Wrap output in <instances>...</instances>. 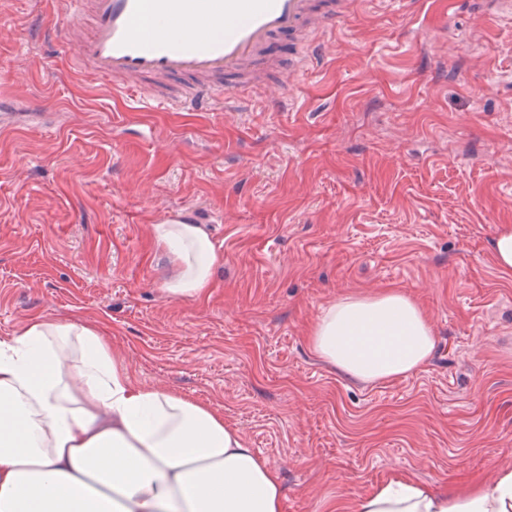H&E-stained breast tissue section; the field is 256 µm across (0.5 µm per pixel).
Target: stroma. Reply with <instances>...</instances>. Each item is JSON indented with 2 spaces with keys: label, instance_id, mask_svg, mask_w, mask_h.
<instances>
[{
  "label": "stroma",
  "instance_id": "obj_1",
  "mask_svg": "<svg viewBox=\"0 0 512 512\" xmlns=\"http://www.w3.org/2000/svg\"><path fill=\"white\" fill-rule=\"evenodd\" d=\"M56 0H0V339L91 323L138 384L211 404L279 474L285 512H335L404 475L453 490L512 465V7L350 0L304 71L232 112L114 96L35 29ZM49 108L33 115L24 102ZM169 209L224 256L174 300ZM395 288L437 338L377 384L310 350L329 303ZM491 250L498 269L505 275H512V228H506L495 236Z\"/></svg>",
  "mask_w": 512,
  "mask_h": 512
}]
</instances>
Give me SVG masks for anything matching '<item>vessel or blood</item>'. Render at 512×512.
I'll list each match as a JSON object with an SVG mask.
<instances>
[{
  "instance_id": "b4317fda",
  "label": "vessel or blood",
  "mask_w": 512,
  "mask_h": 512,
  "mask_svg": "<svg viewBox=\"0 0 512 512\" xmlns=\"http://www.w3.org/2000/svg\"><path fill=\"white\" fill-rule=\"evenodd\" d=\"M65 24L47 29L74 48L81 73L114 94L145 92L167 106L228 111L269 59L276 36L311 49L317 30L335 28L348 0H66ZM187 80L173 92L170 82Z\"/></svg>"
}]
</instances>
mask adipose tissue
I'll return each instance as SVG.
<instances>
[{
  "label": "adipose tissue",
  "instance_id": "obj_1",
  "mask_svg": "<svg viewBox=\"0 0 512 512\" xmlns=\"http://www.w3.org/2000/svg\"><path fill=\"white\" fill-rule=\"evenodd\" d=\"M170 298L202 300L223 257L197 224H158ZM314 354L346 378L409 375L435 349L406 294L350 295L313 326ZM276 472L209 404L135 383L94 326L31 318L0 340V512H284ZM352 512H512V468L440 493L393 476Z\"/></svg>",
  "mask_w": 512,
  "mask_h": 512
}]
</instances>
